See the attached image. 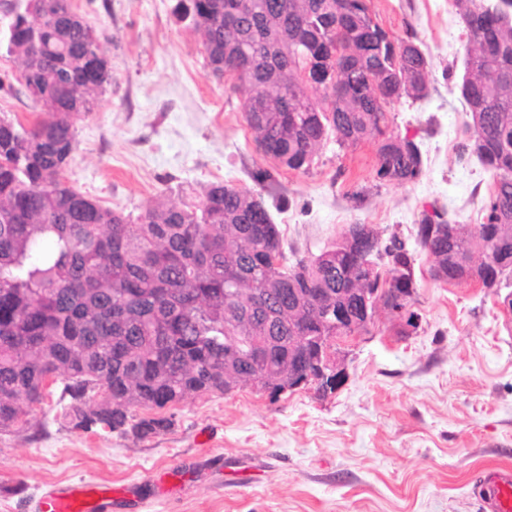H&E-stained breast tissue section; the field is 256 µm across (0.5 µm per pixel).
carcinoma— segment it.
<instances>
[{"label":"carcinoma","mask_w":512,"mask_h":512,"mask_svg":"<svg viewBox=\"0 0 512 512\" xmlns=\"http://www.w3.org/2000/svg\"><path fill=\"white\" fill-rule=\"evenodd\" d=\"M499 0H456L473 43L470 98L483 103V143L467 137L458 155H472L491 173L484 222L473 234L438 212L422 213L416 237L446 284L478 279L487 286L512 279V25L502 26ZM179 10L202 39L215 75L248 48L274 58L295 55L273 80L259 64L247 83L244 120L273 169L251 174L260 190L213 182L179 204L159 202L137 216L104 208L69 186L64 172L76 150V122L91 113L112 73H90L106 56L85 41L70 0H16L4 9L0 52L17 59L25 76L18 92L40 106L25 125L0 116V431L26 422L60 388L64 416L85 432L141 437L168 430L170 409L191 396L225 394L245 385L253 365L273 376L302 375L311 361L289 359L288 339L334 336L324 309L353 316L346 335L367 333L374 317L355 292L389 305L395 292L416 293L414 259L392 236L382 242L370 224L352 239L286 264L280 232L265 200L276 192V170L308 172L324 145L377 141L375 177L417 181L419 145L389 131L387 107L407 95L429 66L412 37L390 40L368 0H180ZM343 70L332 88L301 86L307 62L337 48ZM286 92V110L265 111ZM500 251L496 267L475 261ZM304 295L298 304L295 293ZM233 336H268L262 359L245 352L224 364V324ZM150 411L137 416L135 409Z\"/></svg>","instance_id":"cac0c4a2"}]
</instances>
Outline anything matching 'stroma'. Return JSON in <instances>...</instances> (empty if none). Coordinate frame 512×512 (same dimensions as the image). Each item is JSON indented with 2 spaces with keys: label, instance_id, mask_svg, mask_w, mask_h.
I'll return each instance as SVG.
<instances>
[{
  "label": "stroma",
  "instance_id": "1",
  "mask_svg": "<svg viewBox=\"0 0 512 512\" xmlns=\"http://www.w3.org/2000/svg\"><path fill=\"white\" fill-rule=\"evenodd\" d=\"M176 0H72L108 40L112 84L76 123L70 186L136 215L181 202L212 182L252 187L270 167L257 151L241 96L216 78ZM390 35L414 37L430 63L429 94L391 105L389 129L420 146L424 172L408 184L374 172L377 145L328 142L309 172L280 170L288 203L273 210L297 257L332 245L348 225L399 236L414 257L421 323L396 335L387 316L353 342L347 378L332 393L277 399L243 387L188 399L150 437L85 432L55 400L0 432V512H34L45 484L87 481L125 489L112 512H476L479 470L512 466V324L495 290L429 274L416 241L422 211L480 224L491 175L459 159L465 104L456 85L467 34L453 0H370ZM0 56V116L34 118ZM361 191L360 200L351 192Z\"/></svg>",
  "mask_w": 512,
  "mask_h": 512
}]
</instances>
